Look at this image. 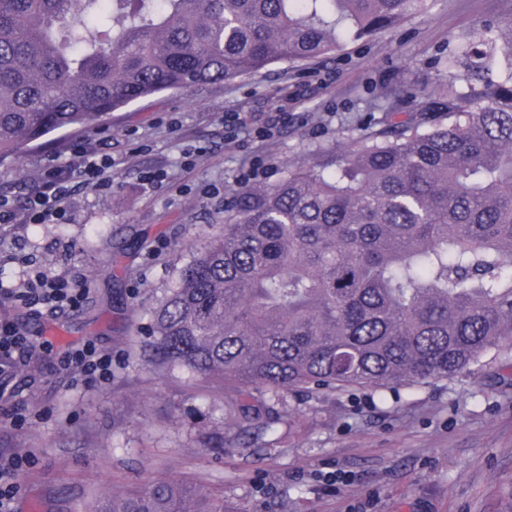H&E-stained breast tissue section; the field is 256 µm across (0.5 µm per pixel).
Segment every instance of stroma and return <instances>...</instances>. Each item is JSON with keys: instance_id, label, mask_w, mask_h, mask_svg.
Masks as SVG:
<instances>
[{"instance_id": "35a3bbf8", "label": "stroma", "mask_w": 512, "mask_h": 512, "mask_svg": "<svg viewBox=\"0 0 512 512\" xmlns=\"http://www.w3.org/2000/svg\"><path fill=\"white\" fill-rule=\"evenodd\" d=\"M502 12L501 0H430L395 31L143 98L109 124L51 133L0 162V198L19 208L75 150L112 158L109 191L72 183L67 223L0 226L1 273L32 265L90 287L81 307L57 313L0 301V322L36 346L29 375L13 381L21 412L0 399V449L32 456L15 512H81L90 492L156 479L219 488L237 512H512V348L418 387L289 393L297 426L273 449L219 455L198 433L217 429L237 393L148 365L141 336L188 247L223 232L251 166L269 187L347 150L380 129L384 108L409 110L408 90H432L449 45ZM89 339L112 356L107 383L60 365Z\"/></svg>"}]
</instances>
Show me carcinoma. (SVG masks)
I'll return each instance as SVG.
<instances>
[{
	"instance_id": "cac0c4a2",
	"label": "carcinoma",
	"mask_w": 512,
	"mask_h": 512,
	"mask_svg": "<svg viewBox=\"0 0 512 512\" xmlns=\"http://www.w3.org/2000/svg\"><path fill=\"white\" fill-rule=\"evenodd\" d=\"M429 0H0V162L141 98L330 54ZM447 80L353 148L242 188L146 329L150 363L215 374L237 441L268 448L285 394L421 386L512 345V12L448 54ZM256 390L262 400L252 397ZM84 512H228L158 479Z\"/></svg>"
}]
</instances>
